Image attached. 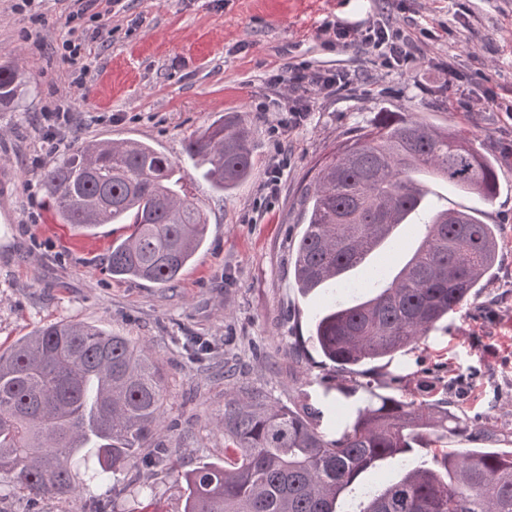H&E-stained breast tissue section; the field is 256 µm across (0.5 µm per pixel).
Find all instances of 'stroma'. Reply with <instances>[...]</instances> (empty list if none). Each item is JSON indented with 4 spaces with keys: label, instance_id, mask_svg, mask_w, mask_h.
<instances>
[{
    "label": "stroma",
    "instance_id": "obj_1",
    "mask_svg": "<svg viewBox=\"0 0 512 512\" xmlns=\"http://www.w3.org/2000/svg\"><path fill=\"white\" fill-rule=\"evenodd\" d=\"M0 0V65L22 68L19 105L0 111V345L42 324L85 322L146 344L168 394L175 469L132 465L113 492L88 481L113 512H183L182 473L224 458L217 417L230 385L254 387L320 410L319 428L364 407L371 393L447 401L468 422L448 442L455 451L512 452V0H98L99 23L75 27L71 0H42V23ZM390 23L410 38L411 61L384 65L379 50L336 39L331 28ZM76 39L88 50L84 88L57 48ZM305 65L344 70L345 86L312 94L303 123L272 136L282 84L276 74ZM266 111H257V104ZM69 108L59 150L45 151L44 108ZM437 127L464 128L497 159L501 192L493 203L435 183L430 201L470 207L500 228L497 261L467 305L413 349L340 375L325 365L310 332L332 304H354L366 290L302 292L293 277L303 231L301 182L380 111ZM227 112L240 113L254 140V173L216 194L198 173L188 189L209 219L207 241L169 287L115 280L105 269L124 224L92 237L59 223L42 186L44 172L88 140L151 144L173 160L192 134ZM283 175L276 195L264 182ZM209 342L197 355L189 337ZM82 501L39 498L0 478V512H82Z\"/></svg>",
    "mask_w": 512,
    "mask_h": 512
}]
</instances>
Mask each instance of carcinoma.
Returning a JSON list of instances; mask_svg holds the SVG:
<instances>
[{"label":"carcinoma","mask_w":512,"mask_h":512,"mask_svg":"<svg viewBox=\"0 0 512 512\" xmlns=\"http://www.w3.org/2000/svg\"><path fill=\"white\" fill-rule=\"evenodd\" d=\"M22 76L0 67V109L14 103ZM184 153L218 193L253 172L251 130L231 113L189 138ZM181 169L143 142L89 141L47 169L42 185L61 224L86 233L131 225L110 247L112 278L167 286L208 231ZM427 176L488 202L499 193L497 163L473 139L400 112L357 131L300 188L294 280L304 292L354 287L350 273L424 214L425 233L399 271L374 270L375 295L316 320L311 339L337 372L416 344L495 265L497 225L470 208L426 210ZM372 397L329 439L311 406L256 389L224 392V461L184 476L183 512H512V452H450L462 420L442 403ZM166 412L164 378L144 345L96 325L50 323L0 350V475L35 497L76 498L74 459L92 461L94 479L119 480L148 441L162 447ZM418 449L431 458L384 488L364 486L380 463Z\"/></svg>","instance_id":"1"}]
</instances>
